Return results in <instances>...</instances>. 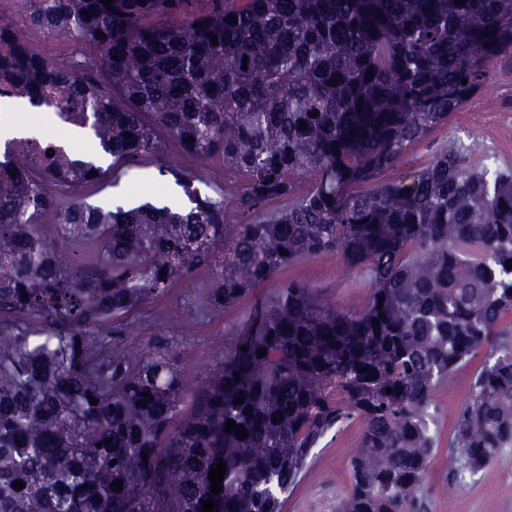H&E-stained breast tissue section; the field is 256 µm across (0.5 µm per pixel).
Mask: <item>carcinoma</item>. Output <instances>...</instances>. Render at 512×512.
Returning a JSON list of instances; mask_svg holds the SVG:
<instances>
[{
  "instance_id": "1",
  "label": "carcinoma",
  "mask_w": 512,
  "mask_h": 512,
  "mask_svg": "<svg viewBox=\"0 0 512 512\" xmlns=\"http://www.w3.org/2000/svg\"><path fill=\"white\" fill-rule=\"evenodd\" d=\"M30 2L27 25L69 51L49 59L0 23V96L54 103L114 166L168 140L220 158L246 220L227 223L224 199L172 165L161 172L188 205L105 209L59 193L95 181L91 160L54 149L0 162V313L27 318H0V512H204L210 498L213 512H283L318 439L354 420L338 512H413L437 448L434 389L481 350L448 470L473 474L512 445V167L489 176L452 142L357 190L512 54V0ZM272 200L283 207L258 214ZM327 252L368 276L367 307L339 311L288 283L188 405L167 341L138 356L112 347L119 320L201 269L223 310ZM231 420L248 436L226 432Z\"/></svg>"
}]
</instances>
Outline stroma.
<instances>
[{
  "label": "stroma",
  "instance_id": "35a3bbf8",
  "mask_svg": "<svg viewBox=\"0 0 512 512\" xmlns=\"http://www.w3.org/2000/svg\"><path fill=\"white\" fill-rule=\"evenodd\" d=\"M489 72V83L471 98L468 111L454 113L447 125L408 148L398 165L381 175V182L396 181L423 168L451 140L476 146L484 165L512 166V55L492 59ZM165 162L190 173L195 188L202 193L223 195L229 223L240 222L234 208L236 188L225 181L220 164L187 156L171 141L161 155L138 156L108 168L99 182L78 186L75 194L96 206H135L166 198L175 184L171 176L160 171ZM291 280L315 288L324 302L348 313L365 309L371 296L370 284L350 270L337 253H323L285 268L277 279L260 284L223 311L205 305L211 277L203 271L191 283L176 284L163 297L131 313L112 341L132 353L159 339L170 341L184 372L186 390L194 392L217 357L233 348L254 310L273 297L281 283ZM482 363V356H474L467 369L454 371L435 389L438 448L417 512H512V448L502 450L467 482H458L448 471V446ZM359 433L360 425L354 422L319 440L299 482L288 494L284 512H312L318 502L325 503L326 512H336L349 484V462Z\"/></svg>",
  "mask_w": 512,
  "mask_h": 512
}]
</instances>
